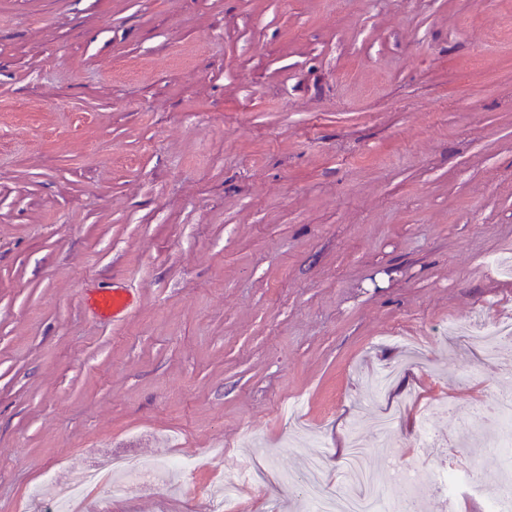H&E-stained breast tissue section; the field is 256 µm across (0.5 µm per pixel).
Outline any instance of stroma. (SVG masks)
Instances as JSON below:
<instances>
[{
  "label": "stroma",
  "instance_id": "obj_1",
  "mask_svg": "<svg viewBox=\"0 0 512 512\" xmlns=\"http://www.w3.org/2000/svg\"><path fill=\"white\" fill-rule=\"evenodd\" d=\"M497 255L512 0H0V512L119 454L199 466L108 512H193L256 448L242 512H311L278 479L340 493L348 427L487 440L512 353L446 336L512 322ZM131 306L130 292L125 288L100 291L90 298V308L100 320H114L127 313Z\"/></svg>",
  "mask_w": 512,
  "mask_h": 512
}]
</instances>
